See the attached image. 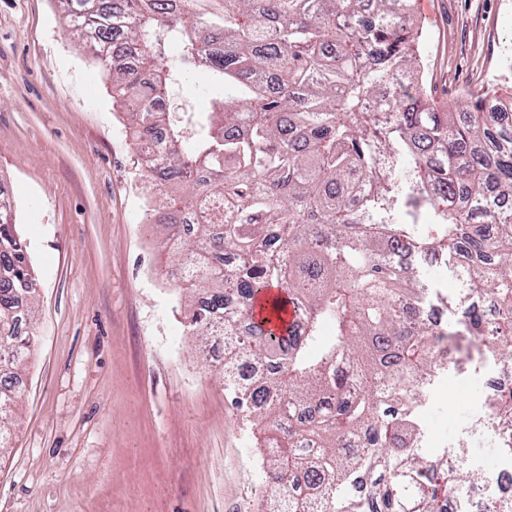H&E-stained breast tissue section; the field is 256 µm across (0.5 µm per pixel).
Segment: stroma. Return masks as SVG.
<instances>
[{"label":"stroma","instance_id":"stroma-1","mask_svg":"<svg viewBox=\"0 0 512 512\" xmlns=\"http://www.w3.org/2000/svg\"><path fill=\"white\" fill-rule=\"evenodd\" d=\"M414 15L437 101L512 76V0H426ZM223 93L200 70L172 90L195 112ZM129 126L57 0H0V180L29 245L39 335L0 452V512H257L267 489L242 411L185 331L191 295L146 219ZM492 369L465 363L431 387L433 452L465 442Z\"/></svg>","mask_w":512,"mask_h":512}]
</instances>
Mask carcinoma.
Listing matches in <instances>:
<instances>
[{
	"label": "carcinoma",
	"mask_w": 512,
	"mask_h": 512,
	"mask_svg": "<svg viewBox=\"0 0 512 512\" xmlns=\"http://www.w3.org/2000/svg\"><path fill=\"white\" fill-rule=\"evenodd\" d=\"M68 27L112 72V98L129 111L138 162L162 168L170 188L162 244L178 287L202 292L187 333L221 338L238 322L236 354L263 368L255 385L226 364L224 390L245 410L265 483L258 512H440L480 479L414 452L418 407L448 362L437 346L468 339L466 359L512 367V112L470 92L448 109L414 81L418 35L411 0H223L221 21L194 0H59ZM181 66L201 68L230 94L205 112H173L165 92ZM165 139L159 156L140 143ZM443 258L461 288L448 323L418 320L436 300L431 273L403 262ZM239 299L224 296V270ZM278 287L265 332L256 295ZM36 293L28 245L0 185V449L22 388L15 370L39 336L19 325ZM353 382V396L343 394ZM304 418L270 417L274 399ZM512 444V389L486 402ZM317 445L300 452L302 442ZM316 489L300 509L291 490Z\"/></svg>",
	"instance_id": "cac0c4a2"
}]
</instances>
